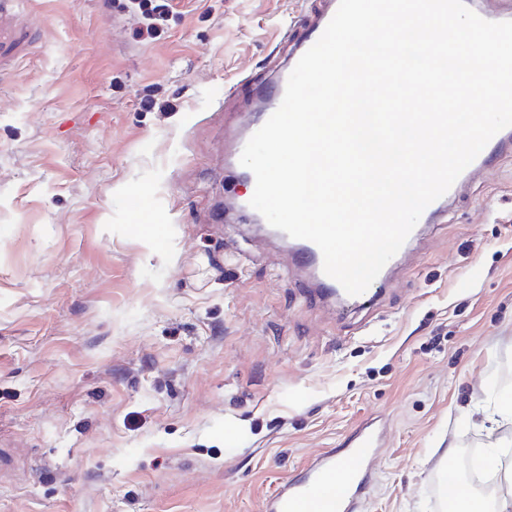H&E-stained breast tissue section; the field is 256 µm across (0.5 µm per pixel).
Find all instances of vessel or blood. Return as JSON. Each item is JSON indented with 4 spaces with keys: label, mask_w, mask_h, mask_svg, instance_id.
<instances>
[{
    "label": "vessel or blood",
    "mask_w": 512,
    "mask_h": 512,
    "mask_svg": "<svg viewBox=\"0 0 512 512\" xmlns=\"http://www.w3.org/2000/svg\"><path fill=\"white\" fill-rule=\"evenodd\" d=\"M339 0H327L325 10L310 21L290 57L299 61L324 32L335 14ZM35 20L0 7V64L28 40ZM512 155V127L498 132L471 163V170L487 167L492 161ZM292 245L297 259L309 263L318 285L329 294L341 291V284L323 271V255L311 241L296 239ZM385 429L369 422L351 436L343 454L327 451L288 478L267 499L265 512H356L358 499L367 482V463L381 447Z\"/></svg>",
    "instance_id": "1"
}]
</instances>
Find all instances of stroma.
<instances>
[{
  "instance_id": "obj_1",
  "label": "stroma",
  "mask_w": 512,
  "mask_h": 512,
  "mask_svg": "<svg viewBox=\"0 0 512 512\" xmlns=\"http://www.w3.org/2000/svg\"><path fill=\"white\" fill-rule=\"evenodd\" d=\"M324 3L173 0L143 39L124 0H18L39 25L0 72V512H264L371 417L358 512H442L468 448L512 463L490 393L512 389V157L364 307L309 295L231 208L224 154Z\"/></svg>"
}]
</instances>
